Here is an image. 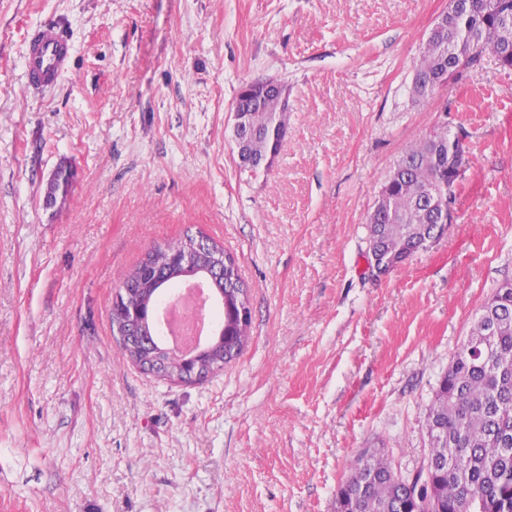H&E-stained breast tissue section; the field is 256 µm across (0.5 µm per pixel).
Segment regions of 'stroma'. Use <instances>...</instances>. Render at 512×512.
Instances as JSON below:
<instances>
[{
  "mask_svg": "<svg viewBox=\"0 0 512 512\" xmlns=\"http://www.w3.org/2000/svg\"><path fill=\"white\" fill-rule=\"evenodd\" d=\"M448 0H0V512H336L351 460L425 464L441 377L512 281V70L484 54L424 99ZM52 25L65 71L29 88ZM288 87L268 172L240 167L244 83ZM468 162L453 222L387 275L367 216L410 145ZM72 163L66 199L52 171ZM203 235L250 292L251 339L194 383L144 373L112 328L123 275ZM69 58L70 46L55 27L43 26L34 33L26 55V69L32 91L40 90L45 81L62 72Z\"/></svg>",
  "mask_w": 512,
  "mask_h": 512,
  "instance_id": "35a3bbf8",
  "label": "stroma"
}]
</instances>
